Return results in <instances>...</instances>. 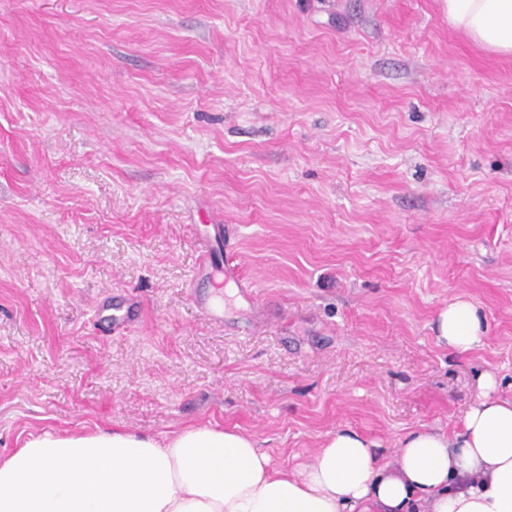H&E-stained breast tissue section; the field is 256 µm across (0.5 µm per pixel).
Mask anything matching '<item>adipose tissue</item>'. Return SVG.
I'll use <instances>...</instances> for the list:
<instances>
[{
	"mask_svg": "<svg viewBox=\"0 0 512 512\" xmlns=\"http://www.w3.org/2000/svg\"><path fill=\"white\" fill-rule=\"evenodd\" d=\"M447 3L455 29L512 57V0ZM486 329L481 306L463 298L436 318L438 342L460 353ZM478 388L459 429L410 432L391 466L345 428L292 474L272 473L256 441L213 425L33 435L0 455V512H512V399L488 374Z\"/></svg>",
	"mask_w": 512,
	"mask_h": 512,
	"instance_id": "adipose-tissue-1",
	"label": "adipose tissue"
}]
</instances>
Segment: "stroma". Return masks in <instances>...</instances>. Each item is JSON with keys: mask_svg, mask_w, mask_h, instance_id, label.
Segmentation results:
<instances>
[{"mask_svg": "<svg viewBox=\"0 0 512 512\" xmlns=\"http://www.w3.org/2000/svg\"><path fill=\"white\" fill-rule=\"evenodd\" d=\"M484 373L512 397V57L445 0H0V455L209 423L391 461ZM486 329V318L481 306L463 298L448 303L436 318L438 342L460 353L481 345Z\"/></svg>", "mask_w": 512, "mask_h": 512, "instance_id": "obj_1", "label": "stroma"}]
</instances>
